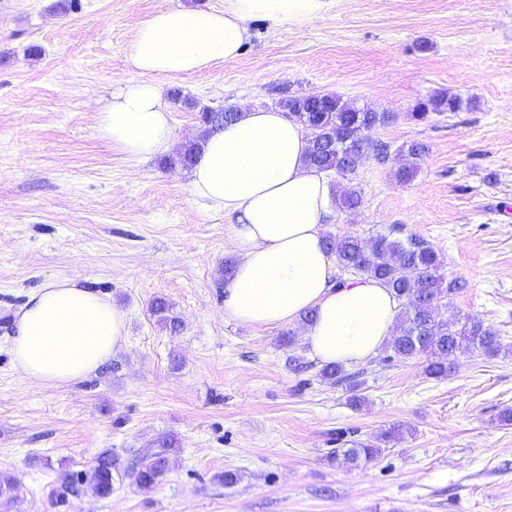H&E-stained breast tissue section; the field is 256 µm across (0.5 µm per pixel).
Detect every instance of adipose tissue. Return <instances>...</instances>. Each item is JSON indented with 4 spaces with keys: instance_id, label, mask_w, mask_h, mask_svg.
Masks as SVG:
<instances>
[{
    "instance_id": "1",
    "label": "adipose tissue",
    "mask_w": 512,
    "mask_h": 512,
    "mask_svg": "<svg viewBox=\"0 0 512 512\" xmlns=\"http://www.w3.org/2000/svg\"><path fill=\"white\" fill-rule=\"evenodd\" d=\"M326 0H222L220 7H170L134 31L127 52L136 72L99 111L101 135L144 161L170 149V110L154 78L180 76L236 59L249 25L303 24L323 18ZM302 125L274 110L245 109L210 133L190 173L193 194L235 217L230 238L239 261L224 290V313L245 325L274 327L314 311L304 340L321 363L351 365L377 355L400 309L381 283L335 286L323 246L333 185L305 163ZM127 315L72 278L46 282L15 314L10 352L39 382L86 376L124 344Z\"/></svg>"
}]
</instances>
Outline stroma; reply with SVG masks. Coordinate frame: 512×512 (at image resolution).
Segmentation results:
<instances>
[{"label": "stroma", "mask_w": 512, "mask_h": 512, "mask_svg": "<svg viewBox=\"0 0 512 512\" xmlns=\"http://www.w3.org/2000/svg\"><path fill=\"white\" fill-rule=\"evenodd\" d=\"M220 4L0 0V473L16 483L0 512H512V0H329L324 19L254 22L237 59L158 79L178 146L206 107L331 93L387 114L371 133L387 158L334 176L361 205L324 231L423 238L460 284L440 313L482 319L503 348L458 353L445 379L375 356L358 367V408L319 378L302 322L288 345L282 327L225 317L229 220L195 199L189 169L133 160L98 132L100 104L136 77L137 25ZM448 97L458 109L435 110ZM414 143L417 173L399 182ZM63 278L123 309L127 337L87 377L49 385L16 369L12 316ZM394 427L370 463L336 454ZM163 435L175 446L153 489L119 479L110 496L83 487L51 506L60 471L152 453ZM227 470L240 475L228 488Z\"/></svg>", "instance_id": "obj_1"}]
</instances>
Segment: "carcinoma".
<instances>
[{"label":"carcinoma","mask_w":512,"mask_h":512,"mask_svg":"<svg viewBox=\"0 0 512 512\" xmlns=\"http://www.w3.org/2000/svg\"><path fill=\"white\" fill-rule=\"evenodd\" d=\"M284 107L288 110V117L305 128H312L317 136V143L308 146L307 163L319 171L334 170L343 177L355 173L366 158L367 132L388 119L383 113L358 108L331 94H320L312 100L303 97L290 99ZM200 149L199 142L183 144L177 152V163L192 166ZM423 150L424 147L418 144L409 147L406 162L395 172L400 181L408 182L414 177L416 159ZM336 204L354 210L361 205V197L351 187H340ZM324 244L340 271L375 279L400 301L401 317L387 343L392 357L417 359L424 363L426 375L441 379L451 373L454 357L462 350L495 356L502 349L500 336L480 318L470 317L459 322L439 315L441 299L458 290V286L450 283L443 287L439 255L423 239L414 236L400 238L392 229L377 235L370 246L351 234L326 236ZM319 377L333 385L347 381L352 391L359 387V383L345 374L341 364L322 366ZM173 443L171 437L159 438L156 441L158 451L130 465L122 463L110 450L101 452L94 458L93 469L97 471V479L90 482L92 492L99 497L109 496L115 472L125 475L141 490L152 489L166 474L167 451ZM382 451L378 445H362L344 449L342 456L351 463L359 460L370 462ZM74 490L72 474L61 473L54 490V506H61Z\"/></svg>","instance_id":"carcinoma-1"}]
</instances>
